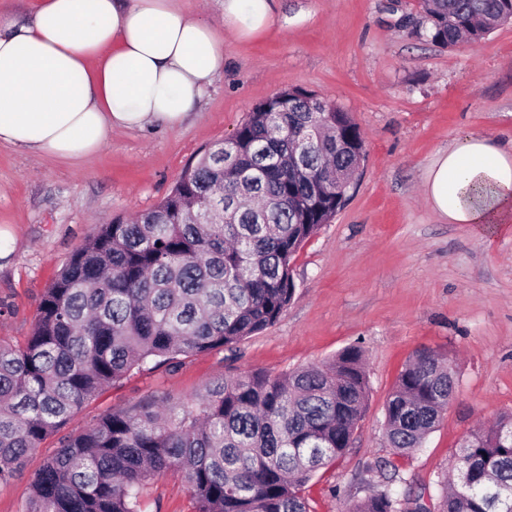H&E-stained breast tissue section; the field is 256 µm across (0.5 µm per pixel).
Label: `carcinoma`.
Instances as JSON below:
<instances>
[{
  "mask_svg": "<svg viewBox=\"0 0 512 512\" xmlns=\"http://www.w3.org/2000/svg\"><path fill=\"white\" fill-rule=\"evenodd\" d=\"M416 34L447 48L512 23V0H425ZM133 220L99 224L45 288L31 332L0 344V481L104 389L150 367L231 347L274 325L295 292L291 262L344 206L365 159L351 115L303 88L258 102ZM234 197L233 214L224 198ZM456 386L423 352L399 374L385 439L408 455L440 424ZM369 381L358 346L327 365L252 372L208 385L193 410L163 399L114 409L60 438L30 480L26 512H142L170 472L193 512H309L302 490L354 442ZM443 512H512V412L460 446ZM384 488L349 512H403L424 494Z\"/></svg>",
  "mask_w": 512,
  "mask_h": 512,
  "instance_id": "carcinoma-1",
  "label": "carcinoma"
}]
</instances>
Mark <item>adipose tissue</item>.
Masks as SVG:
<instances>
[{
  "label": "adipose tissue",
  "mask_w": 512,
  "mask_h": 512,
  "mask_svg": "<svg viewBox=\"0 0 512 512\" xmlns=\"http://www.w3.org/2000/svg\"><path fill=\"white\" fill-rule=\"evenodd\" d=\"M221 23L176 0H39L0 12V143L94 155L116 128L179 124L224 70V36L269 31L275 0H222ZM432 209L486 235L512 224V145L468 136L425 179Z\"/></svg>",
  "instance_id": "1"
}]
</instances>
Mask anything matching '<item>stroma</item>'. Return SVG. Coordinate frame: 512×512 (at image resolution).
I'll return each mask as SVG.
<instances>
[{"label":"stroma","mask_w":512,"mask_h":512,"mask_svg":"<svg viewBox=\"0 0 512 512\" xmlns=\"http://www.w3.org/2000/svg\"><path fill=\"white\" fill-rule=\"evenodd\" d=\"M420 17L418 0H276L272 30L226 39L223 73L181 124L114 130L86 160L0 145V343L19 345L43 290L92 229L153 207L261 99L313 91L350 112L365 139L362 173L294 257V296L274 325L108 388L68 431L149 395L183 408L215 379L320 364L356 345L369 379L366 411L352 448L307 484L310 510L346 512L390 471L395 488L423 492L438 512L463 440L512 412V227L483 236L448 223L428 203L424 179L465 135L512 140V24L441 48L416 36ZM423 350L448 359L456 395L423 447L397 456L383 438L385 404ZM57 446L47 437L25 475L0 482V512H25L27 475ZM142 500L148 512H193L177 474L146 485Z\"/></svg>","instance_id":"obj_1"}]
</instances>
